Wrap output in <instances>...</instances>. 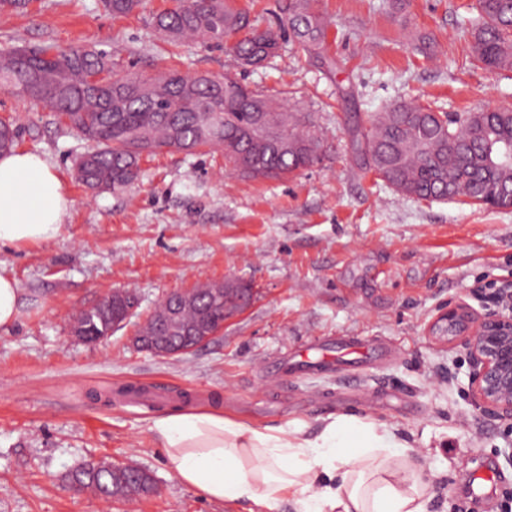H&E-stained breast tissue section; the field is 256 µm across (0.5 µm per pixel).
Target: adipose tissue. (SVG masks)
Instances as JSON below:
<instances>
[{
    "label": "adipose tissue",
    "mask_w": 512,
    "mask_h": 512,
    "mask_svg": "<svg viewBox=\"0 0 512 512\" xmlns=\"http://www.w3.org/2000/svg\"><path fill=\"white\" fill-rule=\"evenodd\" d=\"M72 201L41 155H0V249L57 238ZM179 481L249 512H428L421 462L384 425L331 415L305 426L258 428L220 413L177 411L149 424Z\"/></svg>",
    "instance_id": "1"
}]
</instances>
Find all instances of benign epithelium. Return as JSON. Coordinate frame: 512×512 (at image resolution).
I'll return each mask as SVG.
<instances>
[{
    "instance_id": "benign-epithelium-1",
    "label": "benign epithelium",
    "mask_w": 512,
    "mask_h": 512,
    "mask_svg": "<svg viewBox=\"0 0 512 512\" xmlns=\"http://www.w3.org/2000/svg\"><path fill=\"white\" fill-rule=\"evenodd\" d=\"M489 305L485 314L475 317L458 305L441 312L429 327L431 337L446 343L461 338L468 359L469 396L482 413L512 421V283L494 284L476 291ZM217 332L206 336L134 337L140 348L152 347L159 356L173 357L193 351Z\"/></svg>"
}]
</instances>
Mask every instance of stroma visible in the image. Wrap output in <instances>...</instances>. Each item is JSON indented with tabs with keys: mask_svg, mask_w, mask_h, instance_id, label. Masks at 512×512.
Instances as JSON below:
<instances>
[{
	"mask_svg": "<svg viewBox=\"0 0 512 512\" xmlns=\"http://www.w3.org/2000/svg\"><path fill=\"white\" fill-rule=\"evenodd\" d=\"M476 0H316L332 21L323 72L283 43L265 66L239 72L222 47L171 43L151 26L170 0H144L124 17L101 0H32L0 11V56L52 44L107 52L117 72L155 76L240 74L252 91L286 98L310 116L320 159L285 179L225 167L219 151L162 152L132 183L101 192L76 177L86 144L50 107L0 90V120L17 149L43 154L73 204L55 240L0 250L23 307L0 330V512H246L179 482L149 429L182 391L189 408L214 409L255 427L307 425L351 415L386 424L422 450L429 512H512V423L475 410L460 341L429 326L446 306L482 314L475 289L512 280V210L397 194L358 169L350 130L400 102L460 114L512 110V69L478 63L463 35ZM351 96H344V89ZM225 281L251 285L245 309L205 347L166 358L132 338L167 294ZM113 290L139 299L130 323L87 344L70 333L78 311ZM357 338L359 365L284 372L318 341ZM152 386L155 399L104 406L90 390ZM148 470L159 492L104 501L70 494L65 473L86 459Z\"/></svg>",
	"mask_w": 512,
	"mask_h": 512,
	"instance_id": "stroma-1",
	"label": "stroma"
}]
</instances>
